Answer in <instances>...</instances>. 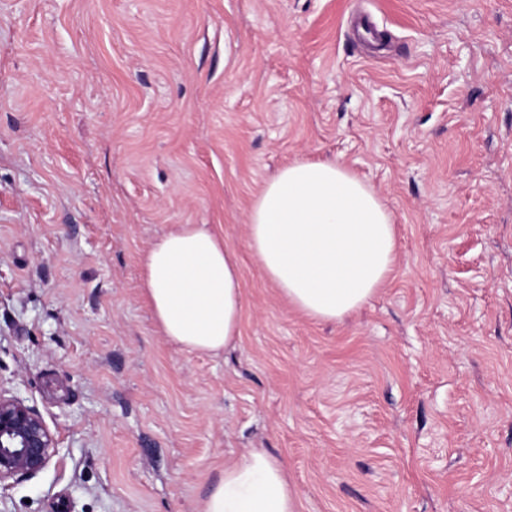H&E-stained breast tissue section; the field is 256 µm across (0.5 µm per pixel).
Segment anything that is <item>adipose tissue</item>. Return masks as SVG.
I'll return each mask as SVG.
<instances>
[{
  "instance_id": "adipose-tissue-1",
  "label": "adipose tissue",
  "mask_w": 512,
  "mask_h": 512,
  "mask_svg": "<svg viewBox=\"0 0 512 512\" xmlns=\"http://www.w3.org/2000/svg\"><path fill=\"white\" fill-rule=\"evenodd\" d=\"M248 246L294 308L342 320L387 281L396 260L390 213L335 160L297 161L267 180L248 213ZM142 289L158 332L191 352L220 355L242 334L234 250L205 224H181L143 258ZM203 512H300L283 462L253 448L225 465Z\"/></svg>"
}]
</instances>
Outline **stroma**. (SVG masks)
Here are the masks:
<instances>
[{
	"label": "stroma",
	"mask_w": 512,
	"mask_h": 512,
	"mask_svg": "<svg viewBox=\"0 0 512 512\" xmlns=\"http://www.w3.org/2000/svg\"><path fill=\"white\" fill-rule=\"evenodd\" d=\"M317 158L396 224L336 323L247 248L264 183ZM178 224L239 257L216 357L142 295ZM0 391L58 446L0 512H202L250 448L301 512H512V0H0Z\"/></svg>",
	"instance_id": "obj_1"
}]
</instances>
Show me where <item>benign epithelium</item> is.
<instances>
[{
    "label": "benign epithelium",
    "instance_id": "7a95c632",
    "mask_svg": "<svg viewBox=\"0 0 512 512\" xmlns=\"http://www.w3.org/2000/svg\"><path fill=\"white\" fill-rule=\"evenodd\" d=\"M56 453L57 440L42 416L0 392V485L40 474Z\"/></svg>",
    "mask_w": 512,
    "mask_h": 512
}]
</instances>
